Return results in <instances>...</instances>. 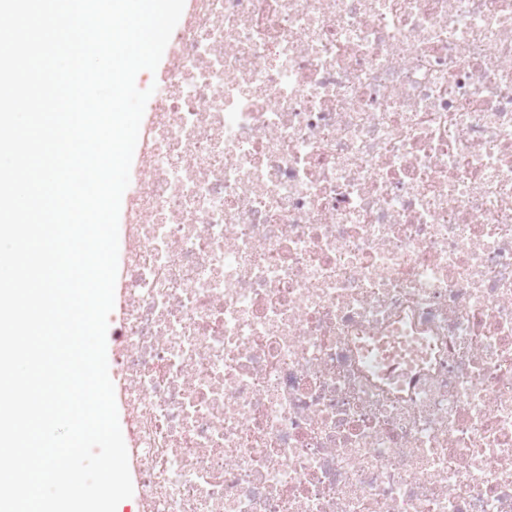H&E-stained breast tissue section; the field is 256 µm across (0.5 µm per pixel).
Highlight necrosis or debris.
<instances>
[{
    "mask_svg": "<svg viewBox=\"0 0 512 512\" xmlns=\"http://www.w3.org/2000/svg\"><path fill=\"white\" fill-rule=\"evenodd\" d=\"M115 375L142 512H512V0H195Z\"/></svg>",
    "mask_w": 512,
    "mask_h": 512,
    "instance_id": "necrosis-or-debris-1",
    "label": "necrosis or debris"
}]
</instances>
